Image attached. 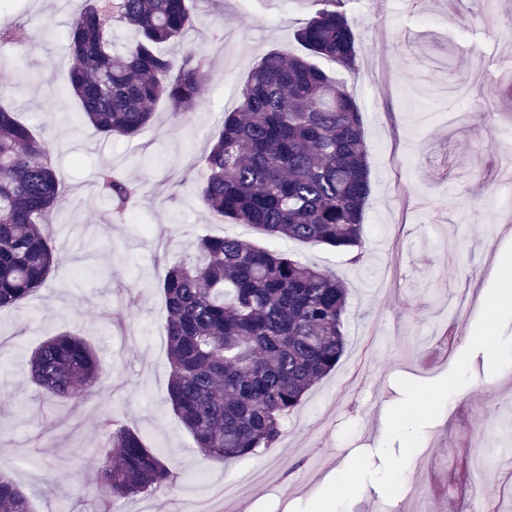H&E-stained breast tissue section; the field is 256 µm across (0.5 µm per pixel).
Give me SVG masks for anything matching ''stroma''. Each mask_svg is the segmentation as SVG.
Here are the masks:
<instances>
[{"label": "stroma", "mask_w": 512, "mask_h": 512, "mask_svg": "<svg viewBox=\"0 0 512 512\" xmlns=\"http://www.w3.org/2000/svg\"><path fill=\"white\" fill-rule=\"evenodd\" d=\"M81 0H9L0 25L49 22L28 43L0 45V106L17 112L52 149L63 176L49 233L61 253L46 283L0 310V471L30 492L34 512H193L225 482L236 484L227 512H293L310 502L359 452L380 467L388 409L402 398L398 379L447 375L469 344L494 281L493 260L512 245V0H478L474 23L449 15L447 0H354L351 23L358 70L348 86L365 116L371 194L363 257L323 245L272 242L254 228L214 216L195 193L197 160L207 136L231 109L252 68L269 50L293 54L311 0H196L189 39L207 58L204 99L188 121L167 103L136 139L107 140L88 125L73 129L78 110L68 94L65 45ZM457 66H449V57ZM37 74L25 84L18 71ZM481 74L494 109L491 125L465 114L449 76ZM144 185L124 223L113 222L93 191L104 163ZM491 170L494 181L477 174ZM235 235L277 247L336 273L349 289L347 346L328 377L285 419L275 447L227 463L202 458L167 400L170 361L160 285L167 270L193 256L199 235ZM111 267L108 278L89 273ZM464 294L466 316L449 320L448 299ZM454 329L452 349L441 346ZM69 331L96 352L102 379L91 400H50L29 378L31 351ZM472 378L425 427L400 493L386 499L366 483L346 512H414L426 497L432 512H457L481 479L486 499L512 505V367L491 374L484 352ZM139 433L161 450L177 479L155 495L101 502L97 456L101 421ZM488 448L477 470L469 448Z\"/></svg>", "instance_id": "1"}]
</instances>
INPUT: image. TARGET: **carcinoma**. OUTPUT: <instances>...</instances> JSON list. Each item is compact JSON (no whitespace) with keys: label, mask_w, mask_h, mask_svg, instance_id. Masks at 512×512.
Wrapping results in <instances>:
<instances>
[{"label":"carcinoma","mask_w":512,"mask_h":512,"mask_svg":"<svg viewBox=\"0 0 512 512\" xmlns=\"http://www.w3.org/2000/svg\"><path fill=\"white\" fill-rule=\"evenodd\" d=\"M295 31L304 55L266 53L224 113L200 159L197 193L215 215L273 239L325 245L362 257L371 168L364 113L348 89L357 71L352 0H313ZM135 32L122 52L112 26ZM193 24L190 0H83L70 23L68 91L80 117L106 139L136 138L160 101L186 120L202 97L207 58L195 48L175 58ZM29 38L0 28V45ZM322 58L338 66L330 72ZM62 175L34 130L0 108V309L40 288L60 260L43 218ZM96 194L121 223L140 185L102 168ZM171 407L195 448L219 463L278 440L281 421L332 372L346 348L348 289L336 275L237 237L196 239L194 257L161 285ZM30 379L49 397L82 402L102 375L93 349L59 332L30 355ZM103 496L127 498L171 487L170 462L133 429L107 431L97 451ZM0 512H32L30 496L0 473Z\"/></svg>","instance_id":"obj_1"}]
</instances>
